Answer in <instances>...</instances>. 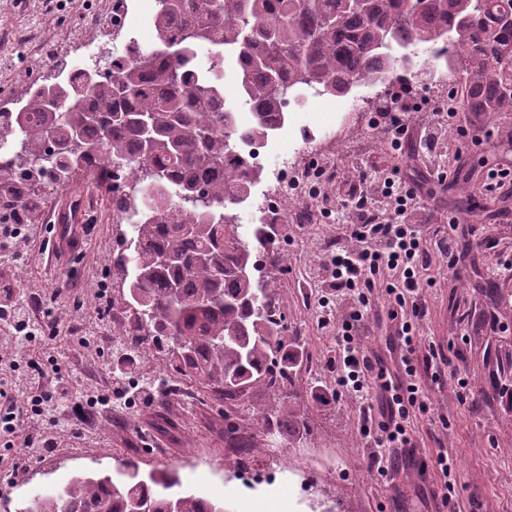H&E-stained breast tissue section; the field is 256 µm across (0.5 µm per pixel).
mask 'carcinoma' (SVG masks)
Masks as SVG:
<instances>
[{
  "instance_id": "1",
  "label": "carcinoma",
  "mask_w": 512,
  "mask_h": 512,
  "mask_svg": "<svg viewBox=\"0 0 512 512\" xmlns=\"http://www.w3.org/2000/svg\"><path fill=\"white\" fill-rule=\"evenodd\" d=\"M158 45L130 60L102 52L76 75L46 78L10 116L20 149L0 164V224L19 206L34 212L40 187L66 189L92 151L108 168L133 155L136 222L118 258L125 285L113 306L123 375L149 344L174 372L206 385L218 403L239 405L264 387L287 400L298 355L262 282L265 225L239 232L238 210L263 170L244 147L287 119L289 98L311 90L346 95L420 66L416 48L460 75L464 111L512 112V0H157ZM235 57L248 127L224 105V54ZM276 427L307 434L289 408ZM224 512L169 471L144 476L135 459L121 479L82 473L15 504L14 512Z\"/></svg>"
}]
</instances>
